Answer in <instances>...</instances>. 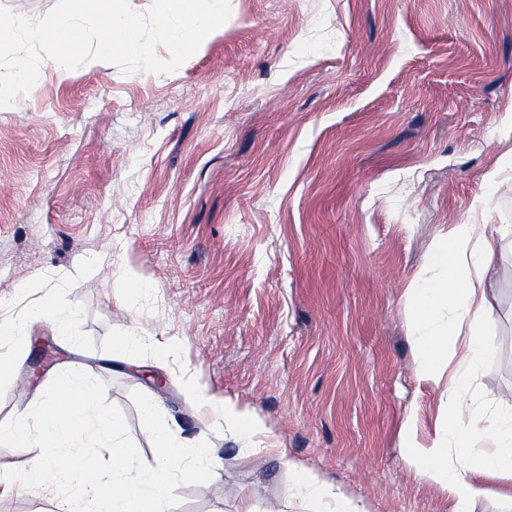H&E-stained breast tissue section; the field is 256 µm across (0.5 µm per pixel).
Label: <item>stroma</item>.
I'll return each mask as SVG.
<instances>
[{"label": "stroma", "mask_w": 512, "mask_h": 512, "mask_svg": "<svg viewBox=\"0 0 512 512\" xmlns=\"http://www.w3.org/2000/svg\"><path fill=\"white\" fill-rule=\"evenodd\" d=\"M230 4L175 72L45 56L0 108V330L15 334L0 422L81 370L144 463L132 391L188 444L209 440L210 481L178 486L170 512H238L245 495L313 512L295 462L360 512H454L407 454L442 434L449 404L419 377L410 288L455 225H512V0ZM489 276L468 389L485 432L512 390V241ZM48 297L53 312L26 317ZM202 394L248 412L253 444ZM60 508L19 484L0 497V512Z\"/></svg>", "instance_id": "1"}]
</instances>
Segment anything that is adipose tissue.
Segmentation results:
<instances>
[{"label":"adipose tissue","mask_w":512,"mask_h":512,"mask_svg":"<svg viewBox=\"0 0 512 512\" xmlns=\"http://www.w3.org/2000/svg\"><path fill=\"white\" fill-rule=\"evenodd\" d=\"M505 230L488 234L485 225H457L442 242L434 258V278L413 288L415 318L421 329L416 341L423 379H447L451 405L447 435L421 449L413 458L416 466L444 484L456 501V512H469L485 488L473 481L476 473L512 476V415L500 418L492 432L493 453L474 456L468 448L477 433L478 412L466 395L473 372L481 365L485 345L475 320L495 297L485 280ZM460 345L456 366H448V348ZM456 449V463H449V449ZM296 495L320 505L321 512H359L351 500L332 484L302 464H294Z\"/></svg>","instance_id":"obj_1"}]
</instances>
